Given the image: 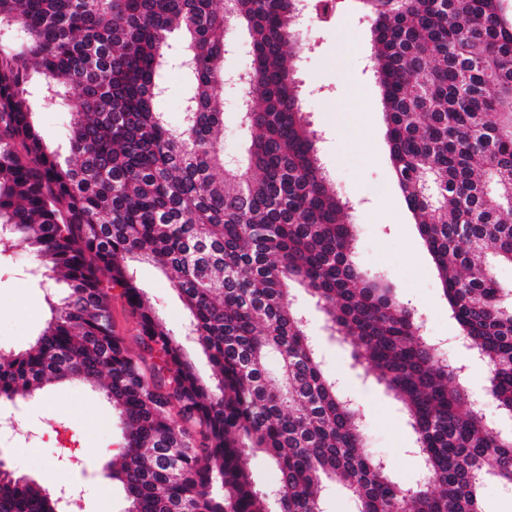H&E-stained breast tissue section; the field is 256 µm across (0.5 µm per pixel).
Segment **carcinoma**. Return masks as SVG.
I'll return each instance as SVG.
<instances>
[{
    "instance_id": "carcinoma-1",
    "label": "carcinoma",
    "mask_w": 512,
    "mask_h": 512,
    "mask_svg": "<svg viewBox=\"0 0 512 512\" xmlns=\"http://www.w3.org/2000/svg\"><path fill=\"white\" fill-rule=\"evenodd\" d=\"M361 2L396 183L451 318L512 418V289L493 272L512 264V10ZM299 11L300 0H0V254L22 244L34 276L68 285L47 298L34 345L0 355V399L104 381L122 431L108 477L127 512H323L329 482L356 512H484L486 481L512 489V430L466 401L422 315L357 264L353 207L302 108L290 49ZM230 27L253 53L237 166L224 156L220 93ZM172 66L195 85L177 128L155 108ZM47 110L69 114L74 160L36 122ZM132 261L169 280L213 380L145 300ZM295 284L400 403L421 462L414 484L366 450L362 415L322 372ZM116 288L137 316L136 351L112 328ZM259 454L274 489L256 480ZM0 512L62 503L0 461Z\"/></svg>"
}]
</instances>
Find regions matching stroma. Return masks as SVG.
Segmentation results:
<instances>
[{"label":"stroma","instance_id":"stroma-1","mask_svg":"<svg viewBox=\"0 0 512 512\" xmlns=\"http://www.w3.org/2000/svg\"><path fill=\"white\" fill-rule=\"evenodd\" d=\"M367 21L355 11V0H346L333 22L322 26L308 22L299 37L306 52L300 71L313 95L306 107L323 132L319 155L338 193L352 206L357 226V261L367 271L378 273L408 300L425 321V333L441 342L449 363H466L467 390L483 393L487 371L483 362L466 359L457 342V328L448 314V304L431 258L419 236L392 171L382 94L373 75L374 49ZM236 49L224 58V153H243L249 133L241 121V88L233 74L248 69L252 50L244 33H235ZM166 94L157 108L170 126H180L183 102L194 87L180 70L166 73ZM32 254L18 245L0 255V353L26 348L44 329L50 317L47 297H62L66 285L52 280L38 282L27 271ZM137 281L146 298L171 329L187 320L176 292L168 280L149 264H136ZM294 304L306 316V332L317 344L323 370L340 378L344 391L365 416L368 447L382 457L391 477L411 484L419 460L411 448L414 433L397 402L354 357L348 343L331 337L325 317L303 289L293 291ZM26 427L46 436L39 449L20 444L1 447L18 475L34 480L47 491L59 488L47 467L58 450L48 441L55 431L69 429L79 440L81 464L72 471L82 490L81 512H126L128 502L122 485L109 480L108 466L118 456L121 431L103 428L112 409L101 388L69 381L51 385L47 394L27 400L19 408Z\"/></svg>","mask_w":512,"mask_h":512}]
</instances>
